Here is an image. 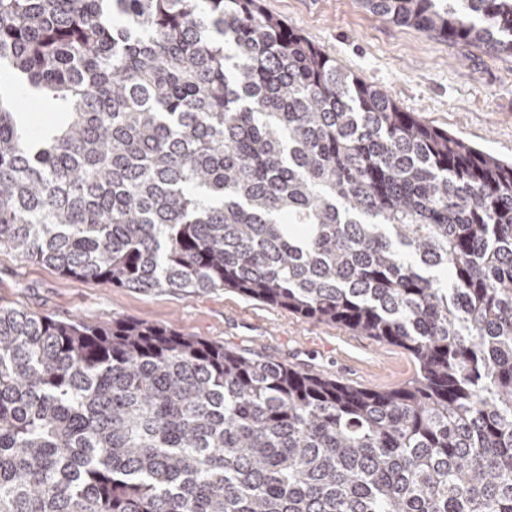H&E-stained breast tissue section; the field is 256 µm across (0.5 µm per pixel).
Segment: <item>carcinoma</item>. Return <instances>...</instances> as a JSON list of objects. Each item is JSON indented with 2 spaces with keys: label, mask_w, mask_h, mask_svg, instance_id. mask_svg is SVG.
I'll use <instances>...</instances> for the list:
<instances>
[{
  "label": "carcinoma",
  "mask_w": 512,
  "mask_h": 512,
  "mask_svg": "<svg viewBox=\"0 0 512 512\" xmlns=\"http://www.w3.org/2000/svg\"><path fill=\"white\" fill-rule=\"evenodd\" d=\"M512 54V0H363ZM0 248L396 344L367 390L0 307V512H512V162L261 0H0ZM54 113L32 136L17 91Z\"/></svg>",
  "instance_id": "1"
}]
</instances>
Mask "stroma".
I'll list each match as a JSON object with an SVG mask.
<instances>
[{"instance_id":"stroma-1","label":"stroma","mask_w":512,"mask_h":512,"mask_svg":"<svg viewBox=\"0 0 512 512\" xmlns=\"http://www.w3.org/2000/svg\"><path fill=\"white\" fill-rule=\"evenodd\" d=\"M326 55L422 123L512 160V55L493 56L397 26L359 0H262ZM0 307L58 320L129 319L170 327L245 354L357 387L391 389L416 373L404 349L302 318L230 288H112L0 250Z\"/></svg>"}]
</instances>
